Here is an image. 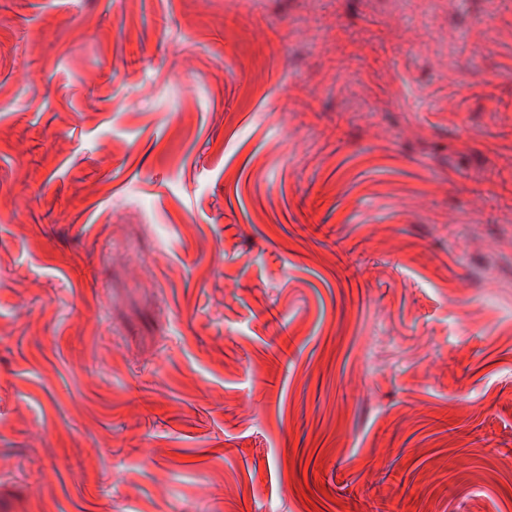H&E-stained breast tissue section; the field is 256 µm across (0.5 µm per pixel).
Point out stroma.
Masks as SVG:
<instances>
[{
	"label": "stroma",
	"instance_id": "35a3bbf8",
	"mask_svg": "<svg viewBox=\"0 0 512 512\" xmlns=\"http://www.w3.org/2000/svg\"><path fill=\"white\" fill-rule=\"evenodd\" d=\"M0 512H512V0H0Z\"/></svg>",
	"mask_w": 512,
	"mask_h": 512
}]
</instances>
